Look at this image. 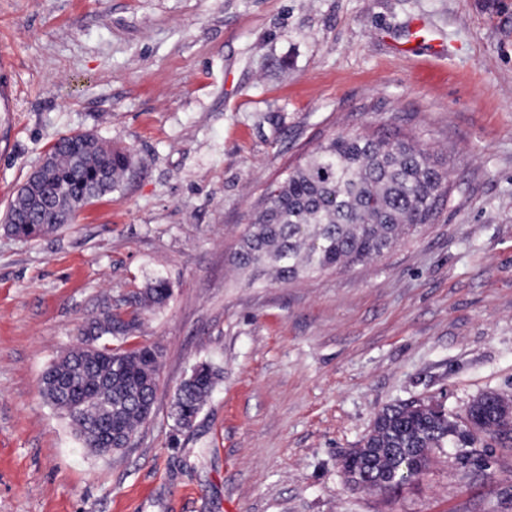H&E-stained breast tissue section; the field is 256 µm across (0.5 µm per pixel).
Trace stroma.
Instances as JSON below:
<instances>
[{"instance_id": "obj_1", "label": "stroma", "mask_w": 512, "mask_h": 512, "mask_svg": "<svg viewBox=\"0 0 512 512\" xmlns=\"http://www.w3.org/2000/svg\"><path fill=\"white\" fill-rule=\"evenodd\" d=\"M447 78L398 54L414 19ZM0 224L60 137L133 150L56 234L0 233V512H512V449L437 455L395 499L339 460L383 407L512 397V0H0ZM442 163L435 221L382 258L283 284L231 256L265 189L340 134ZM166 304L125 300L154 276ZM163 352L130 448L99 457L43 397L104 307ZM223 377L187 429L191 368Z\"/></svg>"}]
</instances>
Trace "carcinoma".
I'll use <instances>...</instances> for the list:
<instances>
[{"instance_id": "obj_1", "label": "carcinoma", "mask_w": 512, "mask_h": 512, "mask_svg": "<svg viewBox=\"0 0 512 512\" xmlns=\"http://www.w3.org/2000/svg\"><path fill=\"white\" fill-rule=\"evenodd\" d=\"M46 156L49 173L27 180L9 206L0 229L10 236L32 240L72 223L87 202L119 187L134 162L131 150L87 132L60 138ZM447 194L448 172L411 140L341 134L288 167L261 197L232 260L252 281L272 276L283 283L365 264L431 223ZM170 296L168 281L156 276L130 304L160 307ZM133 325L108 306L85 334L110 342L127 338ZM159 357L152 345L74 347L45 372L42 395L73 426L83 447L105 457L117 452L103 444L107 424L133 438L149 418ZM55 372L70 378V392L48 386ZM220 379L221 370L210 363L192 368L171 403L176 428L193 425ZM493 441L512 444V408L495 392L473 399L462 415L438 412L430 401L390 405L375 414L341 472L350 485L357 483L355 470L363 469L366 488L391 494L419 478L446 448L454 450L460 467L481 471Z\"/></svg>"}]
</instances>
